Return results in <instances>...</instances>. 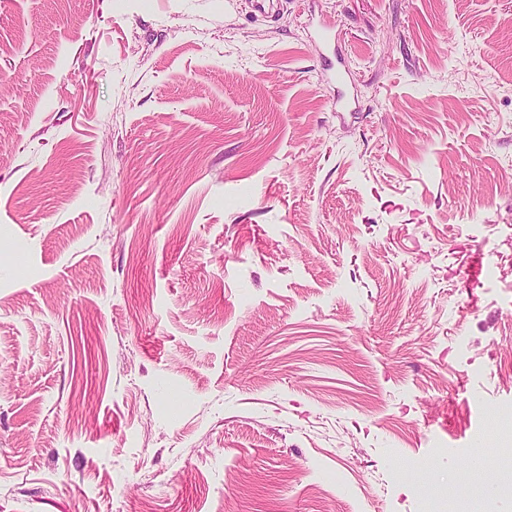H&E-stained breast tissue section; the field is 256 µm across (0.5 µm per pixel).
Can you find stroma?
Returning a JSON list of instances; mask_svg holds the SVG:
<instances>
[{"mask_svg": "<svg viewBox=\"0 0 512 512\" xmlns=\"http://www.w3.org/2000/svg\"><path fill=\"white\" fill-rule=\"evenodd\" d=\"M503 416L512 0H0V512H512ZM330 79L336 82V99L332 102L336 112H353L352 105L355 103V98L349 92L347 73L336 67Z\"/></svg>", "mask_w": 512, "mask_h": 512, "instance_id": "obj_1", "label": "stroma"}]
</instances>
